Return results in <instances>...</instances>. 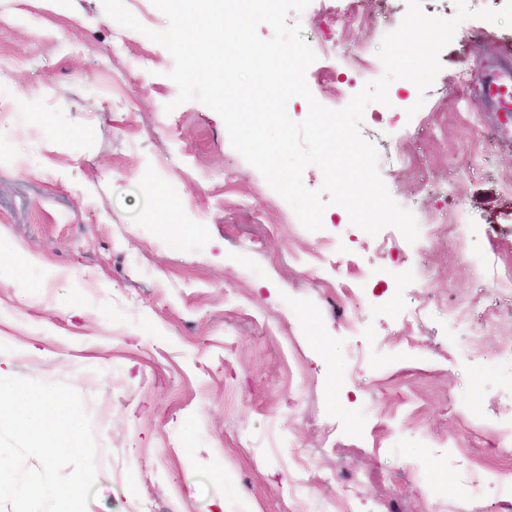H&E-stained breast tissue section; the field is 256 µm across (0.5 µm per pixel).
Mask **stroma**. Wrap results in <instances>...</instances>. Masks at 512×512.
<instances>
[{
	"label": "stroma",
	"instance_id": "obj_1",
	"mask_svg": "<svg viewBox=\"0 0 512 512\" xmlns=\"http://www.w3.org/2000/svg\"><path fill=\"white\" fill-rule=\"evenodd\" d=\"M361 8L395 28L406 0ZM300 21L309 46L377 56L373 23L348 11ZM509 45L512 27L469 20L426 94L399 79L364 112L398 204L470 217L466 237L423 224L411 243L337 205L306 230L219 114L177 103L169 52L102 0H0L17 142L0 231L38 258L0 285V367L82 396L87 512H210L217 494L224 512H512V296L493 279L512 267V116L480 87ZM307 75L331 109L366 83L322 56ZM420 98L429 112L407 116ZM480 470V494L457 492Z\"/></svg>",
	"mask_w": 512,
	"mask_h": 512
}]
</instances>
